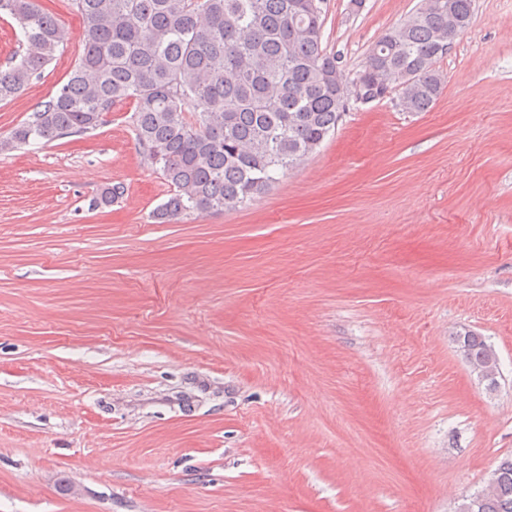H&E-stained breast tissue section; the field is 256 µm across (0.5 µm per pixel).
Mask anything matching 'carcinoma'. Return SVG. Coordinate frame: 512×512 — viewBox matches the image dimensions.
<instances>
[{
	"mask_svg": "<svg viewBox=\"0 0 512 512\" xmlns=\"http://www.w3.org/2000/svg\"><path fill=\"white\" fill-rule=\"evenodd\" d=\"M408 16L400 36L383 35L362 69L363 91L387 83L404 112H427L444 89L437 62L448 38L469 27L473 0ZM83 22L82 52L66 82L0 141L21 149L91 132L114 108L130 106L142 153L170 187L158 216L235 209L265 194L279 172L313 154L344 113L336 62L322 46L323 0H69ZM20 30V47L0 67V103L20 94L63 50L65 31L39 0H0ZM124 187L92 202L106 207ZM457 349L469 366L491 344L468 330ZM456 512H512V456Z\"/></svg>",
	"mask_w": 512,
	"mask_h": 512,
	"instance_id": "cac0c4a2",
	"label": "carcinoma"
}]
</instances>
